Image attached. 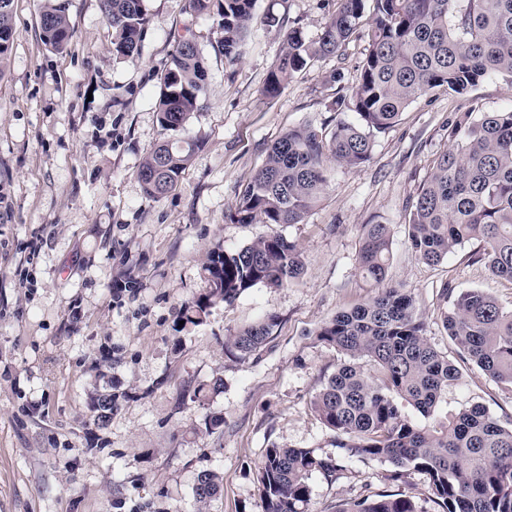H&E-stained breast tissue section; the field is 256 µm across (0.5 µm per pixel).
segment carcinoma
Instances as JSON below:
<instances>
[{"instance_id":"carcinoma-1","label":"carcinoma","mask_w":512,"mask_h":512,"mask_svg":"<svg viewBox=\"0 0 512 512\" xmlns=\"http://www.w3.org/2000/svg\"><path fill=\"white\" fill-rule=\"evenodd\" d=\"M336 0L316 40L293 27L267 78L263 94L274 97L296 73L318 58L341 55L362 25L368 49L358 83L336 98V111L352 112L327 134L307 126L276 141L264 164L229 214L232 224H301L327 187L324 162L358 170L372 158L375 134L394 126L413 101L436 88L464 95L487 78L512 79V0ZM112 25L113 56L139 53L150 24L143 0H100ZM197 15H215L224 36L217 49L229 61L243 54V36L256 0H188ZM13 0H0V78L11 51ZM44 43L63 49L73 37L66 0H44L40 15ZM208 73L190 36L176 41L160 81L155 112L166 133L141 164L144 193L163 196L178 185L199 149L178 137L202 106ZM451 147L442 152L411 205L408 236L417 258L435 265L457 247L479 243L475 260L495 276L512 281V110L462 112ZM391 241L385 224L362 225L357 257L360 275L374 288L362 304L325 322L316 336L348 356L314 397L313 408L336 435V446L364 460L386 461L395 478L413 470L429 479L436 512H512V424L504 425L485 407L425 425L412 423L403 404L428 416L457 379L456 366L424 337L425 318L410 289L386 283ZM206 293L185 303L183 318L197 324L209 309L264 284L284 287L304 272L298 244L272 231L232 251L214 248L204 266ZM448 336L465 359L497 383L512 388V311L478 290L461 293L443 318ZM277 325L266 318L224 339V352L244 356L265 344ZM368 362L363 366L361 361ZM114 401L101 393L95 421L107 425ZM338 465L306 448L276 444L266 450L258 473L262 512H305L308 480L330 478ZM220 488L218 477L202 473L195 486L200 502ZM335 512H421L402 494H379Z\"/></svg>"}]
</instances>
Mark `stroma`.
Returning <instances> with one entry per match:
<instances>
[{"label": "stroma", "instance_id": "obj_1", "mask_svg": "<svg viewBox=\"0 0 512 512\" xmlns=\"http://www.w3.org/2000/svg\"><path fill=\"white\" fill-rule=\"evenodd\" d=\"M73 38L44 44L42 0H14L13 43L0 79V512H262L256 474L271 444L335 459L336 479L313 473L309 512L379 494L412 497L433 512L428 481L389 463L348 456L312 406L344 362L316 332L366 301L357 270L362 225L390 228L387 280L413 292L425 337L458 369L432 414L472 405L512 423V390L486 377L450 339L441 314L466 290L512 311V282L470 255L469 242L436 266L408 239L412 201L448 126L471 109H512V79L492 77L458 96L438 88L377 134L372 159L351 170L329 163L313 213L279 231L302 250L304 272L288 286L257 285L211 307L203 323L180 321L209 287V252L235 250L267 233L228 215L269 148L288 130L333 128L336 98L359 79L368 48L359 34L342 56L311 62L276 97L262 94L285 29L317 38L336 0H257L237 61L216 49V17L188 0H144L151 18L139 54L115 58L100 0H67ZM280 27H268L267 15ZM192 34L209 73L204 106L187 133L200 147L176 190L147 197L137 170L161 137L154 99L176 40ZM343 70L337 84L330 76ZM269 341L231 359L224 338L267 315ZM224 380L193 400L196 387ZM111 393L112 419L95 421L91 397ZM224 420L216 430L208 416ZM218 473L207 503L194 489Z\"/></svg>", "mask_w": 512, "mask_h": 512}]
</instances>
